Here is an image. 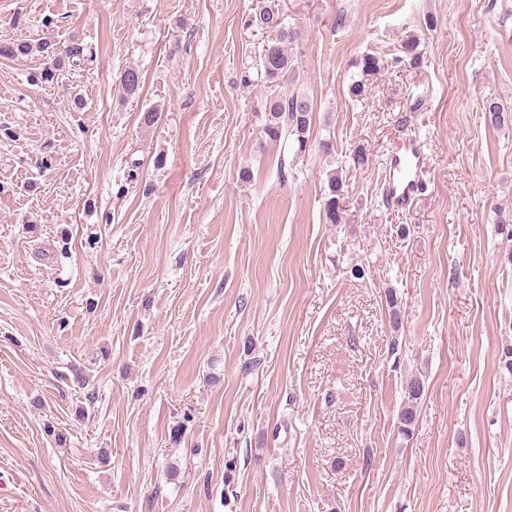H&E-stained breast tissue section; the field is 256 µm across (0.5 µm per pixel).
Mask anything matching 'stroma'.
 Returning <instances> with one entry per match:
<instances>
[{"label":"stroma","instance_id":"1","mask_svg":"<svg viewBox=\"0 0 512 512\" xmlns=\"http://www.w3.org/2000/svg\"><path fill=\"white\" fill-rule=\"evenodd\" d=\"M270 4L303 154L240 82ZM74 35L79 112L0 58V512H512V125L481 112L512 109V0H0V40ZM414 136L397 214L384 162ZM486 123L493 127H501L508 123L512 125V113L505 112L495 99H486L481 108ZM425 160L424 141L419 137L409 139L387 158L384 194L393 211H406L420 198ZM342 188V176L337 171L336 174L333 173L328 179L329 198L326 203V214L333 224L341 223L342 216L340 214L344 210L342 205H340ZM425 390V385L420 377H411L406 382V400L398 414V430L404 437H409L414 430L417 421V404Z\"/></svg>","mask_w":512,"mask_h":512}]
</instances>
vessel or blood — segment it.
I'll return each instance as SVG.
<instances>
[{"mask_svg": "<svg viewBox=\"0 0 512 512\" xmlns=\"http://www.w3.org/2000/svg\"><path fill=\"white\" fill-rule=\"evenodd\" d=\"M425 160L424 142L417 137L409 139L387 158L383 185L392 210L406 211L420 198Z\"/></svg>", "mask_w": 512, "mask_h": 512, "instance_id": "1", "label": "vessel or blood"}]
</instances>
